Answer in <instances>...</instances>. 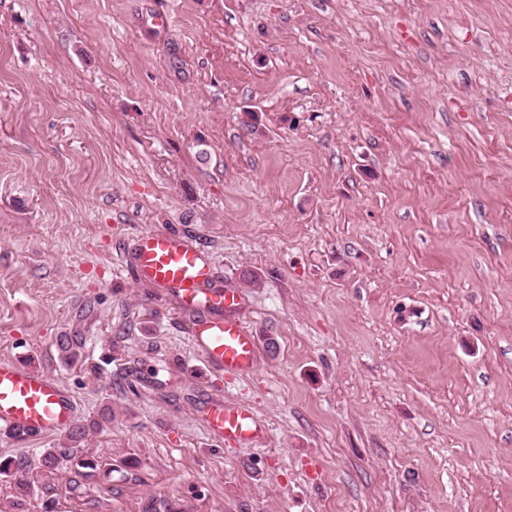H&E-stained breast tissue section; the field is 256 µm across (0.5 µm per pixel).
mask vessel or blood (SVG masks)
<instances>
[{
    "label": "vessel or blood",
    "mask_w": 512,
    "mask_h": 512,
    "mask_svg": "<svg viewBox=\"0 0 512 512\" xmlns=\"http://www.w3.org/2000/svg\"><path fill=\"white\" fill-rule=\"evenodd\" d=\"M138 278L171 294L192 312L190 341L202 371L241 375L254 369L258 346L249 324L238 318L240 294L216 286L211 262L202 248L174 234L140 233L133 250ZM202 412L209 435L227 445H253L266 436L263 424L243 405L208 396ZM76 406L55 378L11 361H0V433L18 441L68 429Z\"/></svg>",
    "instance_id": "obj_1"
}]
</instances>
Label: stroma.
I'll return each instance as SVG.
<instances>
[{"instance_id": "1", "label": "stroma", "mask_w": 512, "mask_h": 512, "mask_svg": "<svg viewBox=\"0 0 512 512\" xmlns=\"http://www.w3.org/2000/svg\"><path fill=\"white\" fill-rule=\"evenodd\" d=\"M149 231L242 295L254 372L189 378ZM0 360L119 464L80 494L65 433L0 435L56 512H512V0H0ZM209 392L266 439L216 446Z\"/></svg>"}]
</instances>
